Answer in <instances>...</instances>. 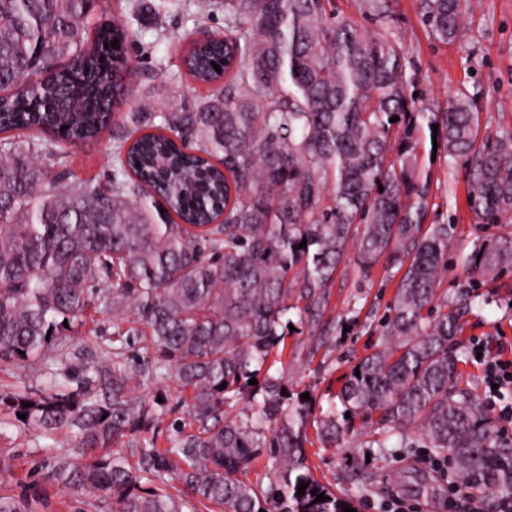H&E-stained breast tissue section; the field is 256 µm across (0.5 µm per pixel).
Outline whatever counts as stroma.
Returning a JSON list of instances; mask_svg holds the SVG:
<instances>
[{
  "label": "stroma",
  "mask_w": 512,
  "mask_h": 512,
  "mask_svg": "<svg viewBox=\"0 0 512 512\" xmlns=\"http://www.w3.org/2000/svg\"><path fill=\"white\" fill-rule=\"evenodd\" d=\"M196 0H143L131 14L127 0H100L84 21L94 33L102 17H115L130 31L127 52L132 59V83L139 112H171L191 107L208 93L193 84L179 67L180 55L197 31L224 29V14L199 15ZM391 31L406 51L407 74L418 105L445 111L457 95L473 97L485 119L486 132L512 130V0H474L473 14L461 35L448 44L434 40L418 14V0H390ZM109 138L68 150L66 171L74 182L108 185L112 177ZM432 190L428 219L452 227L447 278L439 294L457 306L461 294L477 288L479 296L466 310L460 339L469 363L464 379L479 399L489 397L484 380V358L498 356L500 343L512 344V272L473 286L460 259L484 239L512 237V220L488 224L470 206L463 161L438 157L431 163ZM354 250H347L328 293L327 314L335 320L332 336L313 346L307 334L287 339L283 371L291 390L309 394L313 412L328 408L341 387L340 377L366 349L381 341V321L392 302L401 276L397 268L379 263L370 275L358 274ZM112 337V315L94 313L85 326L75 328L65 360L70 372L93 365ZM377 426L355 423L340 448L308 449L313 473L339 496L359 499L360 512H390L403 502L410 512L434 502L444 504L447 483L439 481L424 448L382 455L374 443ZM73 433L63 429L52 438L38 439L12 425L0 431V495L29 500L36 512H101L54 476L65 463L77 462ZM374 478L363 492L352 482L353 469Z\"/></svg>",
  "instance_id": "obj_1"
}]
</instances>
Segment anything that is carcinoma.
<instances>
[{
  "mask_svg": "<svg viewBox=\"0 0 512 512\" xmlns=\"http://www.w3.org/2000/svg\"><path fill=\"white\" fill-rule=\"evenodd\" d=\"M98 2L0 0V366L37 363L45 378L34 393L0 391V425L72 431L83 461L56 475L112 512H343L358 504L313 475L308 426L336 448L375 415L382 451L419 434L481 512H500L512 501V436L461 386L458 318L436 309L451 234L425 225L421 145L438 125L437 151L465 160L473 209L499 224L512 219V131L482 136L463 92L444 112L416 106L384 0H361L380 22L371 34L330 20L329 0H224V40L192 41L180 59L215 93L191 112L127 113L136 130L153 128L133 139L112 131L133 99L128 31L118 19L91 38L79 26ZM468 7L419 0L445 44ZM109 131L107 191L43 162ZM351 244L359 273L382 257L403 273L383 345L341 376V409L316 417L270 368L290 312L319 344L333 330L327 288ZM461 264L492 280L512 270V239L480 241ZM91 309L117 323L109 350L75 377L63 358ZM130 336L149 368L139 377L125 367ZM164 376L180 389L175 404L134 394ZM264 454L268 482L245 481ZM0 512L33 508L1 495Z\"/></svg>",
  "mask_w": 512,
  "mask_h": 512,
  "instance_id": "1",
  "label": "carcinoma"
}]
</instances>
